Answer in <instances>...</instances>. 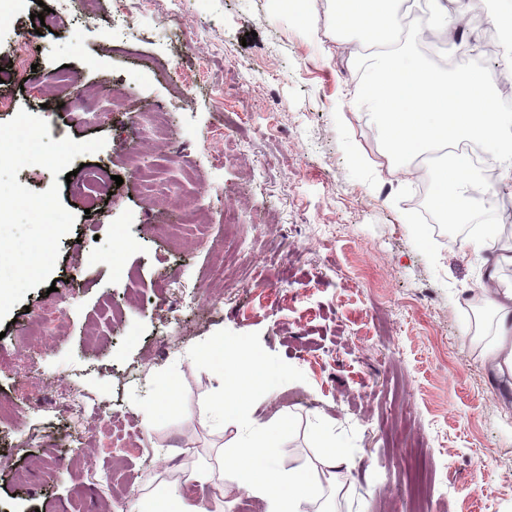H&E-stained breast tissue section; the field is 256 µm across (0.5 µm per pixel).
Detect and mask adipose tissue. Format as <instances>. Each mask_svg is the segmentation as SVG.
I'll list each match as a JSON object with an SVG mask.
<instances>
[{
  "label": "adipose tissue",
  "instance_id": "1",
  "mask_svg": "<svg viewBox=\"0 0 512 512\" xmlns=\"http://www.w3.org/2000/svg\"><path fill=\"white\" fill-rule=\"evenodd\" d=\"M419 0H336L327 29L339 34L356 31L376 50L364 62V77L355 90L356 100L372 115L382 139L394 155L419 156L439 147L468 142L475 149L502 159L501 180L512 188V113L494 106L490 77L483 72L458 70L449 75L430 69L403 42L402 20L391 17L393 6L412 13ZM469 168L466 162L432 169L437 185L433 205L468 223L471 202L466 195ZM506 255H492L486 280L477 292L490 308L495 335L484 347V361L494 379L512 389V281L498 274ZM224 339L213 337L199 359L211 366L215 379L212 406L225 423H233L250 397L278 376L255 350L242 351L239 373L232 384L224 382ZM282 421L256 430L235 445L225 458V472L236 490L260 500L264 512H312L325 488L341 482V467L348 454L334 442L324 444L321 470L282 469L267 453L269 440ZM213 480L208 469H194L180 480L162 483L130 512H227L223 498L199 495V488Z\"/></svg>",
  "mask_w": 512,
  "mask_h": 512
}]
</instances>
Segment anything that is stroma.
Segmentation results:
<instances>
[{
    "instance_id": "obj_1",
    "label": "stroma",
    "mask_w": 512,
    "mask_h": 512,
    "mask_svg": "<svg viewBox=\"0 0 512 512\" xmlns=\"http://www.w3.org/2000/svg\"><path fill=\"white\" fill-rule=\"evenodd\" d=\"M45 6L55 29L32 24ZM332 9L11 0L0 14L11 101L0 123L24 110L53 140H106L60 188L75 223L55 285L0 321V512H127L172 472L218 468L224 447L282 415L270 454L284 469H313L326 439L348 448L333 512H512V398L463 301L487 254L415 232L409 160L393 176L374 168L387 146L354 100L370 48L352 32L322 37ZM155 110L169 140L139 162L162 166L172 194L150 205L128 158ZM184 200L206 235L187 229L175 247L160 227L181 222ZM230 209L237 223H225ZM50 308L68 326L38 335ZM213 336L280 373L231 426L213 414L214 380L197 359ZM166 382L179 411L147 421ZM68 393L86 401L82 418ZM111 422L132 448L89 449Z\"/></svg>"
}]
</instances>
